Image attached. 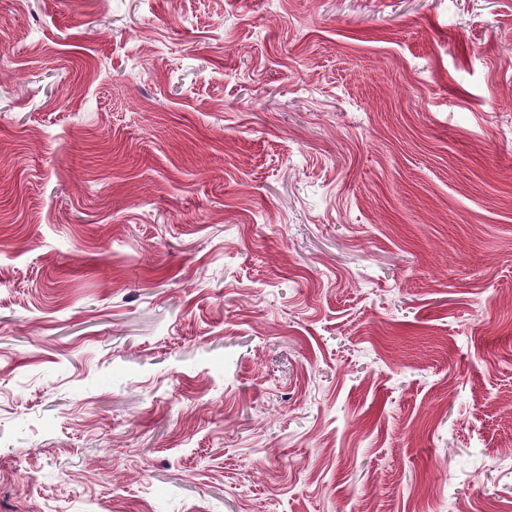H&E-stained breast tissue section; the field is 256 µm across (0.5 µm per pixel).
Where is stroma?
Instances as JSON below:
<instances>
[{"label":"stroma","instance_id":"35a3bbf8","mask_svg":"<svg viewBox=\"0 0 512 512\" xmlns=\"http://www.w3.org/2000/svg\"><path fill=\"white\" fill-rule=\"evenodd\" d=\"M512 512V0H0V512Z\"/></svg>","mask_w":512,"mask_h":512}]
</instances>
